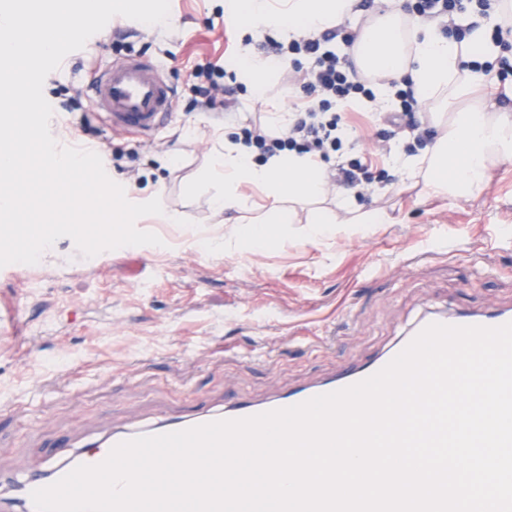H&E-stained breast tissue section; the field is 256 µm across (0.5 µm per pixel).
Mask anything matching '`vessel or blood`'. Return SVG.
Wrapping results in <instances>:
<instances>
[{"instance_id":"vessel-or-blood-1","label":"vessel or blood","mask_w":512,"mask_h":512,"mask_svg":"<svg viewBox=\"0 0 512 512\" xmlns=\"http://www.w3.org/2000/svg\"><path fill=\"white\" fill-rule=\"evenodd\" d=\"M175 90L163 66L149 58H130L97 74L91 86V106L106 113L113 127L150 136L168 122ZM512 322L511 311L459 314L431 311L420 316L399 339L378 356L348 367L323 380L309 383L261 400L233 399L224 405L190 410L170 417L157 414L153 419L113 427L96 435L76 429L58 439L30 467L0 471V512H35L33 490L48 486L78 465L102 462L110 449L121 442L144 435L181 431L220 419H238L286 408L310 398L353 385L374 374L427 325H481L496 327Z\"/></svg>"}]
</instances>
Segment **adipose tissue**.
<instances>
[{
	"mask_svg": "<svg viewBox=\"0 0 512 512\" xmlns=\"http://www.w3.org/2000/svg\"><path fill=\"white\" fill-rule=\"evenodd\" d=\"M224 7L262 26L294 32L340 21L349 13L352 0H225ZM511 13L512 0H501L497 11L480 19L459 44L445 38L432 24L404 26L402 15L391 11L378 17L355 47V61L361 70L407 72L420 100L447 98V117L433 119L439 134L432 144L418 155L399 152L394 156L406 177L425 175L435 195L474 194L482 188L490 169L512 158V113L478 95L477 77L460 75L462 61L473 55L487 60L498 56L491 32L502 16ZM210 182L212 204L220 212L248 210L249 199L241 191L245 185L276 201L265 223L235 233L254 249L268 247L269 225L294 223L287 200L315 198L326 191L322 164L308 156L285 154L257 163L229 141L214 161Z\"/></svg>",
	"mask_w": 512,
	"mask_h": 512,
	"instance_id": "1",
	"label": "adipose tissue"
}]
</instances>
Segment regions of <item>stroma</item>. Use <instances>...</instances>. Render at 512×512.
<instances>
[{
	"mask_svg": "<svg viewBox=\"0 0 512 512\" xmlns=\"http://www.w3.org/2000/svg\"><path fill=\"white\" fill-rule=\"evenodd\" d=\"M279 31L251 26L224 0H170L167 25L113 17L103 38L67 55L45 80L59 145L97 144L108 176L124 188L160 190L164 210L185 225L141 222L162 246H125L86 259L70 238L55 255L0 276V468L34 463L44 445L82 428L96 433L151 416L179 414L232 396L262 399L357 366L381 353L423 313L512 308V160L491 169L471 196H430L376 152L384 110L358 104L343 159L371 160L373 179L355 202L386 217L351 224L335 192L295 205L296 223L271 227L273 243L252 251L192 249L194 229L232 234L235 213L211 204L206 173L225 138L249 120L271 121L294 96L273 71L262 97L232 80L226 110L201 107L190 73L218 57L257 53ZM159 60L177 95L153 139L111 129L89 103L94 73L132 56ZM335 216L333 235L308 239L316 210ZM43 390L49 402L34 410Z\"/></svg>",
	"mask_w": 512,
	"mask_h": 512,
	"instance_id": "obj_1",
	"label": "stroma"
}]
</instances>
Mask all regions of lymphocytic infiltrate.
<instances>
[{
    "mask_svg": "<svg viewBox=\"0 0 512 512\" xmlns=\"http://www.w3.org/2000/svg\"><path fill=\"white\" fill-rule=\"evenodd\" d=\"M498 3L499 0H414L408 16L413 21H441L443 34L460 43L469 30L459 24V16H486L496 10ZM334 38L351 47L359 35L341 24L321 33L306 32L285 44L271 42L276 65L287 74L289 83L300 86L303 98L296 103L287 129L272 128L257 120L242 128L238 141L249 155L264 159L295 152L325 161L331 152L339 150L343 128L335 106L373 101L378 77L359 70L352 56L327 49V42ZM390 84L397 106L388 114V123L417 130L427 118L420 110L410 75L391 79Z\"/></svg>",
    "mask_w": 512,
    "mask_h": 512,
    "instance_id": "f902f5d3",
    "label": "lymphocytic infiltrate"
}]
</instances>
